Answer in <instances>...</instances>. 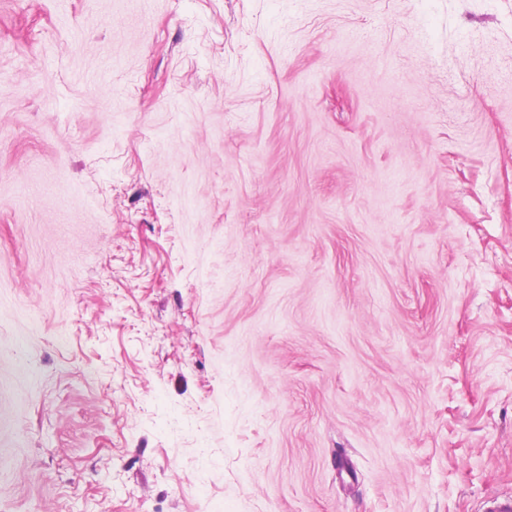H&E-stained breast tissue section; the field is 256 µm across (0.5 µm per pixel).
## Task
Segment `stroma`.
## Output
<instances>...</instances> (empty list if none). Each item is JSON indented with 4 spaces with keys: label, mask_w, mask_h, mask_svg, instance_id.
Segmentation results:
<instances>
[{
    "label": "stroma",
    "mask_w": 512,
    "mask_h": 512,
    "mask_svg": "<svg viewBox=\"0 0 512 512\" xmlns=\"http://www.w3.org/2000/svg\"><path fill=\"white\" fill-rule=\"evenodd\" d=\"M512 495V0H0V512Z\"/></svg>",
    "instance_id": "1"
}]
</instances>
